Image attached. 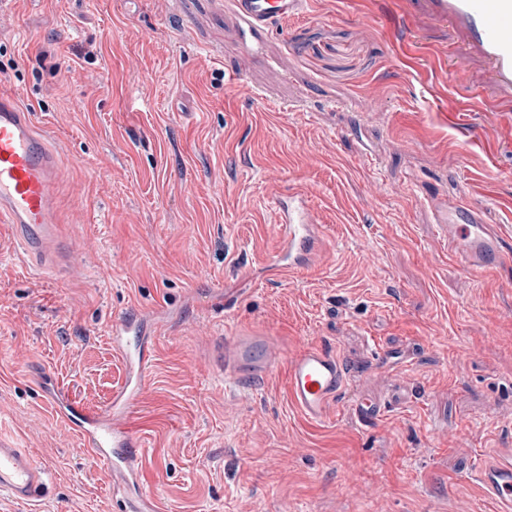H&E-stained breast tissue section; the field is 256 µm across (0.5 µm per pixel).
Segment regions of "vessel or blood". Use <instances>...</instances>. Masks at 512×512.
I'll return each instance as SVG.
<instances>
[{"label":"vessel or blood","mask_w":512,"mask_h":512,"mask_svg":"<svg viewBox=\"0 0 512 512\" xmlns=\"http://www.w3.org/2000/svg\"><path fill=\"white\" fill-rule=\"evenodd\" d=\"M417 27L408 38L417 45L425 30L452 27L463 36L466 52L446 58L432 49V66L461 71L470 52L487 62L492 81L502 94L512 96V0H413ZM307 0H233L238 20L254 35L267 32L274 22L299 16ZM59 168L54 152L29 112L15 97L0 94V223L10 225L18 241L17 258L34 266L44 241L56 225L54 186ZM278 247L274 265L297 271L319 245L320 226L307 194L291 192L274 199ZM453 256L461 268L490 271L503 259L498 233L484 224L476 208L447 207L437 215ZM156 321L141 313L113 318L108 339L123 367V377L104 406L90 410L73 401L59 383L44 385L43 392L56 414L77 435L79 449L103 469L112 497L113 512H162L158 498L140 478L142 440L132 425L131 413L139 403L153 356ZM277 362L275 353L261 346L243 345L236 336L224 339L219 370L227 386L244 379H266ZM350 371L330 348L310 346L291 357L288 365L289 397L303 417L323 420L331 402L349 386ZM50 479L49 468L29 451L0 435V501L31 503L39 499ZM477 481L495 512H512V448L495 462L482 465Z\"/></svg>","instance_id":"1"}]
</instances>
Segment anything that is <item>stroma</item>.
<instances>
[{"instance_id":"1","label":"stroma","mask_w":512,"mask_h":512,"mask_svg":"<svg viewBox=\"0 0 512 512\" xmlns=\"http://www.w3.org/2000/svg\"><path fill=\"white\" fill-rule=\"evenodd\" d=\"M395 0H309L252 56L232 0H0V92L34 112L64 167L65 272H33L0 224V432L52 478L37 505L110 512L100 465L39 386L87 407L122 378L113 317L167 310L134 421L167 512H493L480 464L512 448V100L487 64L408 63ZM487 108L448 112L470 93ZM374 111H367V104ZM309 195L315 264L277 277L273 186ZM501 236L496 270L459 267L435 210ZM250 327L284 357L228 392L210 362ZM324 345L353 385L319 422L286 357ZM384 407L348 418L351 399Z\"/></svg>"}]
</instances>
